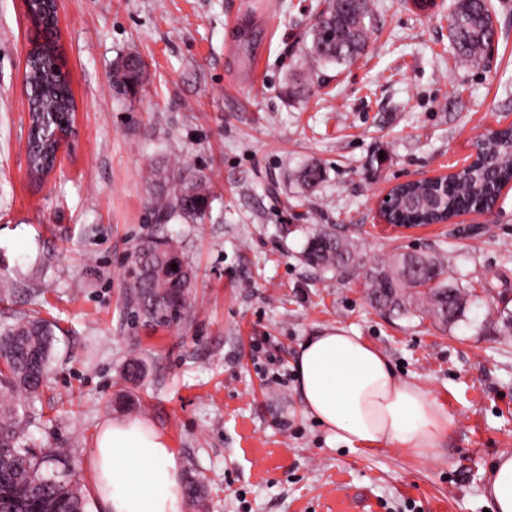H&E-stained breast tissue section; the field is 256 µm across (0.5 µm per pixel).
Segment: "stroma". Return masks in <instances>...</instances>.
<instances>
[{
    "label": "stroma",
    "instance_id": "obj_1",
    "mask_svg": "<svg viewBox=\"0 0 512 512\" xmlns=\"http://www.w3.org/2000/svg\"><path fill=\"white\" fill-rule=\"evenodd\" d=\"M375 30L355 62L286 93L324 0H58L57 37L76 135L56 172L27 174L23 0H0V324L53 325L52 373L29 429L64 449L69 481L101 512L87 465L100 427L148 421L183 480L205 491L187 512H484L487 470L512 449V188L488 213L445 224L380 223L393 185L469 158L479 135L512 124V0H490L496 40L480 64L453 55L450 0H372ZM134 53L132 98L112 66ZM203 172L217 195L203 219L154 222L157 164ZM320 164L303 191L292 174ZM333 226L361 262L349 274L304 263L310 233ZM177 239L197 271L191 304L166 327L128 303L127 259L152 235ZM442 253L480 287L470 324L391 318L366 272L393 253ZM341 326L428 389L453 423L437 448L350 451L303 411L295 362L308 338ZM144 366L133 384L130 360ZM134 56L140 60V56L127 54L121 56L112 68V87L117 96L131 97L135 94L137 87L141 84L144 71L133 64L131 67L125 64V61Z\"/></svg>",
    "mask_w": 512,
    "mask_h": 512
}]
</instances>
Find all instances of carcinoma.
<instances>
[{
    "label": "carcinoma",
    "instance_id": "obj_1",
    "mask_svg": "<svg viewBox=\"0 0 512 512\" xmlns=\"http://www.w3.org/2000/svg\"><path fill=\"white\" fill-rule=\"evenodd\" d=\"M55 4L41 6L30 16L32 23L51 35L33 44L28 90L38 129L29 159L33 169L50 167L67 134L56 118L75 110L69 87L41 62L57 51L53 17ZM371 0H326L325 7L310 29L311 45L306 48L308 67L290 73L288 90L299 94L308 89L321 68L346 65L359 57L372 36ZM449 41L455 56L472 64L482 59L492 44L496 28L488 0H455L448 15ZM120 57L112 68L116 95L130 97L141 84L144 71ZM476 161L448 183H408L395 195L398 208L389 213L393 224H434L462 212L489 211L499 188L512 181V126L476 141ZM323 169L311 164L297 172V180L312 188L322 182ZM150 180L160 190L155 205V223L173 219L189 222L208 212L214 200L207 176H175L159 165ZM310 267L345 275L359 264V254L348 236L334 230H316L308 236L303 251ZM134 277L129 284V300L137 315L151 327L167 326L181 317L194 286L196 274L186 261L179 242L167 237H149L131 252ZM178 264L166 272L169 263ZM371 302L390 317L410 316L421 310L442 326L453 328L470 323L468 312L478 299L472 282L449 275L448 262L437 254H393L380 259L367 274ZM53 331L44 321L22 317L0 326V508L16 512H85L81 490L65 477L45 468L48 456H62L54 449L38 453L27 435L36 420L31 404L45 385L51 369Z\"/></svg>",
    "mask_w": 512,
    "mask_h": 512
}]
</instances>
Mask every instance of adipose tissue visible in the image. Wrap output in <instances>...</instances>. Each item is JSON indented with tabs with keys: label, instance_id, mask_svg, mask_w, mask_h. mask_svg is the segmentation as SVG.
I'll use <instances>...</instances> for the list:
<instances>
[{
	"label": "adipose tissue",
	"instance_id": "1",
	"mask_svg": "<svg viewBox=\"0 0 512 512\" xmlns=\"http://www.w3.org/2000/svg\"><path fill=\"white\" fill-rule=\"evenodd\" d=\"M306 414L348 448L437 447L451 419L424 388L398 378L387 357L336 327L301 344L295 363ZM104 512H186L180 466L167 436L137 419L106 423L90 454ZM484 496L512 512V450L500 451Z\"/></svg>",
	"mask_w": 512,
	"mask_h": 512
}]
</instances>
